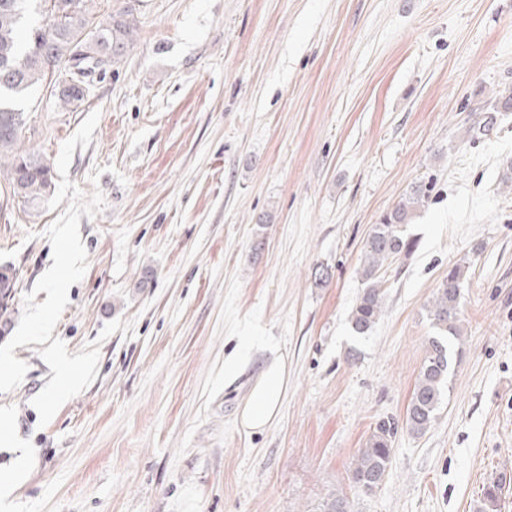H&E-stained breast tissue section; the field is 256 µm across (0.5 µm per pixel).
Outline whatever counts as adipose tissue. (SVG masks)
I'll use <instances>...</instances> for the list:
<instances>
[{
  "label": "adipose tissue",
  "instance_id": "adipose-tissue-1",
  "mask_svg": "<svg viewBox=\"0 0 512 512\" xmlns=\"http://www.w3.org/2000/svg\"><path fill=\"white\" fill-rule=\"evenodd\" d=\"M288 389V368L283 358H275L260 374L240 412L241 424L261 431L275 423L282 398Z\"/></svg>",
  "mask_w": 512,
  "mask_h": 512
}]
</instances>
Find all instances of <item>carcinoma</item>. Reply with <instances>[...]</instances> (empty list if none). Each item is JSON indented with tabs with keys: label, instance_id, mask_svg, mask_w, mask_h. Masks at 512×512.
Returning a JSON list of instances; mask_svg holds the SVG:
<instances>
[{
	"label": "carcinoma",
	"instance_id": "cac0c4a2",
	"mask_svg": "<svg viewBox=\"0 0 512 512\" xmlns=\"http://www.w3.org/2000/svg\"><path fill=\"white\" fill-rule=\"evenodd\" d=\"M136 39L137 24L129 18V12L111 14L107 20L97 22L94 0H0V168H6L9 196L36 207L50 195L53 185L51 159L19 143L23 113L17 108V97L45 83L59 105L77 108L85 96L66 85L70 75L67 65L75 55L109 48L121 58ZM427 198L423 186H413L380 223L371 225L360 268L362 293L350 314V324L357 335H367L381 318V271L411 253L414 243L405 236V226ZM467 270L464 264L449 268L428 308L435 334L427 339L425 357L404 416L406 429L414 435H423L434 425L449 389L455 342L460 340L457 314ZM0 285V314L5 315L18 288L14 267L0 265ZM397 429L398 424L393 421H380L365 446L358 449L350 479L361 492L370 494L383 482ZM499 494L500 483L488 487L477 512H498Z\"/></svg>",
	"mask_w": 512,
	"mask_h": 512
}]
</instances>
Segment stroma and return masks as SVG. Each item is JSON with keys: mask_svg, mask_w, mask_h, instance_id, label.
I'll list each match as a JSON object with an SVG mask.
<instances>
[{"mask_svg": "<svg viewBox=\"0 0 512 512\" xmlns=\"http://www.w3.org/2000/svg\"><path fill=\"white\" fill-rule=\"evenodd\" d=\"M138 38L81 107L21 103L54 165L0 194L19 287L0 337V512H512V0H97ZM416 182V246L351 310L372 224ZM259 252H251L255 237ZM470 263L461 352L436 423L398 431L382 485L349 470L403 420L448 269ZM260 342L238 372L240 337ZM278 420L240 412L273 354Z\"/></svg>", "mask_w": 512, "mask_h": 512, "instance_id": "35a3bbf8", "label": "stroma"}]
</instances>
